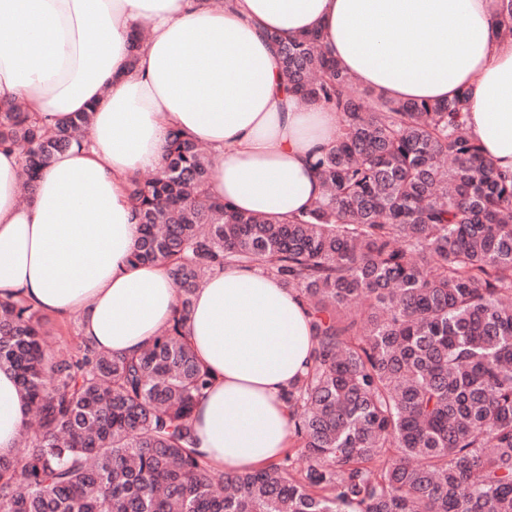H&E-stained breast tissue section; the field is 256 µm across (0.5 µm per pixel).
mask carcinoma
<instances>
[{
  "mask_svg": "<svg viewBox=\"0 0 512 512\" xmlns=\"http://www.w3.org/2000/svg\"><path fill=\"white\" fill-rule=\"evenodd\" d=\"M278 54L288 92L340 118L314 163L324 194L288 222L237 212L209 191L211 155L171 133L163 169L127 187L130 262L179 289L163 334L136 355L55 350L39 310L0 301V370L37 417L0 457V512H512V181L469 135L466 92H359L315 34ZM90 124L0 102L25 196ZM225 264L280 278L313 315L312 364L284 394L304 468L286 453L224 472L200 451L191 412L211 376L183 329Z\"/></svg>",
  "mask_w": 512,
  "mask_h": 512,
  "instance_id": "carcinoma-1",
  "label": "carcinoma"
}]
</instances>
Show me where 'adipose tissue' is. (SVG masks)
I'll return each instance as SVG.
<instances>
[{"mask_svg":"<svg viewBox=\"0 0 512 512\" xmlns=\"http://www.w3.org/2000/svg\"><path fill=\"white\" fill-rule=\"evenodd\" d=\"M0 100L47 124L92 116L86 146L57 154L21 202L19 152H0V299H25L115 354L140 353L170 322L179 291L166 269L129 257L140 226L125 187L160 172L171 133L209 149L210 190L282 219L323 194L315 159L340 121L296 101L277 41L322 32L357 84L395 100L467 92L466 124L512 176V39L499 0H0ZM146 28L137 61L133 30ZM185 334L212 383L194 406L215 468L250 471L286 447L283 394L310 363L298 292L251 266L211 270ZM16 379L0 370V456L27 428Z\"/></svg>","mask_w":512,"mask_h":512,"instance_id":"1","label":"adipose tissue"}]
</instances>
